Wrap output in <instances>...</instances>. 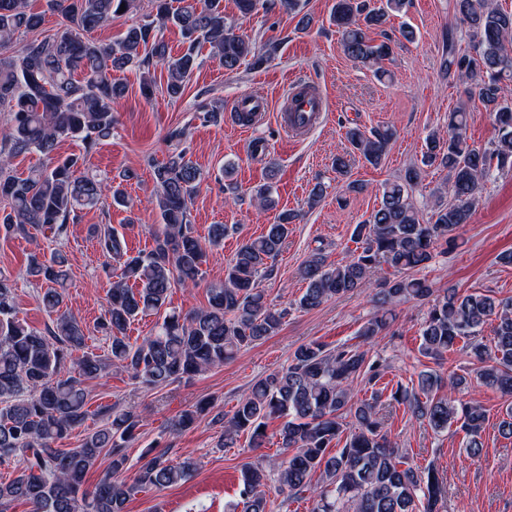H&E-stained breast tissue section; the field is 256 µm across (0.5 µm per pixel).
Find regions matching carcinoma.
<instances>
[{"mask_svg":"<svg viewBox=\"0 0 512 512\" xmlns=\"http://www.w3.org/2000/svg\"><path fill=\"white\" fill-rule=\"evenodd\" d=\"M136 0H46L62 18L61 28L42 37L45 12L31 9L27 0H0V228L25 235L32 227L58 233L74 223L85 209L111 198L126 204L123 182L134 178L97 179L81 171V157L60 158L64 138L82 141L86 149L112 137L114 105L126 86L112 73L129 66L143 70L142 95L151 99L155 81L151 69H166V95L179 98L192 74L201 66L200 48L209 44L212 56L228 72L244 61L256 68L267 63L276 46L264 51L237 35L224 16L223 0H152L151 12L129 26L119 39L103 43L90 33L129 13ZM238 10L250 15L276 5L295 11L299 0H236ZM408 0H334L331 21L341 33L348 57L384 74L383 60L390 43H371L365 29L379 27L389 14L402 11ZM455 9L478 46V57L456 49L448 40L441 59L445 76H479L478 95L497 126L490 148L468 144L467 113L448 114V137L429 135L422 164L436 165L451 176L445 188L450 202L435 203L432 221L421 218L412 200L421 169L410 168L404 179L382 186L378 208L355 225L356 248L345 259L329 263L324 249L315 248L299 269L306 288L296 307L310 311L332 298L371 288L376 314L360 335L372 340L387 326V314L401 302L432 299L420 329L421 353L433 360L461 345L476 362L466 374L443 378L429 370L419 375L418 388L399 387L391 400L404 404L412 416L424 420L436 433L454 426L467 437L466 451L482 453L487 410L476 402L462 403L451 393L476 382L512 396V299L487 294L462 295L448 288L434 295L431 282L413 271L429 266L440 241L451 245L476 207L482 185L494 172L512 170V104L507 103L503 75L512 72V12L493 0H455ZM179 29L185 47L171 53L163 38L168 25ZM393 137L389 129L346 130L347 142L364 160L381 164ZM36 153L43 162L25 177L10 173L11 160ZM155 183L151 204L164 229L151 249L135 255L112 230L99 238L105 257L119 263L98 328L110 340L104 356L85 353L71 362L72 352L85 347L82 323L63 311L67 258L57 253L44 259L30 255L26 274L50 284L40 304L51 319L45 330L17 317L15 283L0 273V465H15V477L0 483V512L22 500L32 512H126L133 487L119 479L127 465L125 443L138 423L136 409L108 410L103 425L88 434L77 448L56 443L79 427L88 415L86 380L112 368L154 388L224 366L243 348L281 329L287 310L270 306L260 281L273 277L275 262L298 214L280 212L267 231L238 247L224 266V280L208 288V305L187 313L168 309L172 288L198 285L205 277L208 251L220 247L230 228L214 224L208 243L195 234L190 205L202 182L199 169L186 151L168 155L153 165ZM396 276L381 277L383 266ZM162 315L155 331L130 342L129 325L139 316ZM493 337L478 339L486 324ZM385 374L383 364L369 361L358 345L331 349L311 341L300 345L287 367L257 381L240 397L224 422L219 447L231 448L242 433L252 446H263L271 419L282 420L281 448L291 451L278 474L280 487L293 495L311 494V512H436L444 495L442 483L429 468L405 464L404 454L382 433L381 395L374 387ZM371 394L355 398L357 385ZM211 403L200 402L182 412L171 432L193 425L208 413ZM346 435L343 448L331 453L333 442ZM110 457L108 470L93 489L84 479L101 454ZM195 469L186 457L172 462L164 454L145 451L137 482L157 489L174 486ZM266 471L246 465L240 497L244 512H265Z\"/></svg>","mask_w":512,"mask_h":512,"instance_id":"1","label":"carcinoma"}]
</instances>
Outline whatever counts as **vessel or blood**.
I'll list each match as a JSON object with an SVG mask.
<instances>
[{
	"mask_svg": "<svg viewBox=\"0 0 512 512\" xmlns=\"http://www.w3.org/2000/svg\"><path fill=\"white\" fill-rule=\"evenodd\" d=\"M269 105L266 100L249 94L240 96L235 103L236 113L245 117L242 131H249L261 123ZM327 99L312 84L293 82L292 87L277 114L279 128L284 138L301 140L306 138L324 119Z\"/></svg>",
	"mask_w": 512,
	"mask_h": 512,
	"instance_id": "1",
	"label": "vessel or blood"
}]
</instances>
